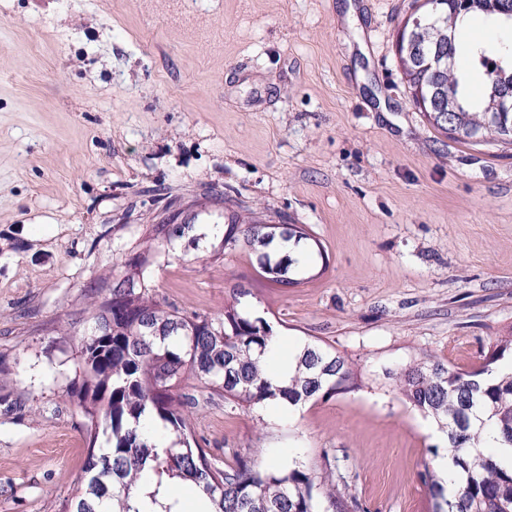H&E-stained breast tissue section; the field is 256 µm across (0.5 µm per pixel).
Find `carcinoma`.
Here are the masks:
<instances>
[{
    "instance_id": "cac0c4a2",
    "label": "carcinoma",
    "mask_w": 512,
    "mask_h": 512,
    "mask_svg": "<svg viewBox=\"0 0 512 512\" xmlns=\"http://www.w3.org/2000/svg\"><path fill=\"white\" fill-rule=\"evenodd\" d=\"M421 7L425 19L416 26L405 21L398 34L399 66L413 103L434 129L466 144L511 146L512 112L491 118L503 86L489 72L497 69L512 83V41L483 45L467 34L476 18L512 31V0H444L431 18L426 4ZM422 53L436 57L439 67H422ZM461 54L482 71L479 98L469 91V71L456 65ZM309 239L302 225L245 224L236 213L224 225V248L250 247L261 272L283 288L303 281ZM150 264L147 253L128 262L126 287L97 294L96 329L78 338L81 368L68 395L86 419L88 448L80 487L63 512H183L170 494L175 483L198 487L208 503L204 512H366L356 497L344 498L348 480L338 470L317 474L297 463L263 467L239 456L219 467L185 413L199 400L181 392L193 377L209 399L224 397L248 408L276 399L298 406L356 387L352 365L308 342L294 375L275 385L259 365L274 349L272 326L236 308L247 291L236 289L222 316L187 315L156 299L146 274ZM509 358L512 336L497 340L469 370L423 357L396 374L400 394L444 431L450 467L465 476L461 492L450 499L433 469L418 473L431 512H512V464L495 451L474 453L487 425L501 447L512 449V371L500 369ZM138 483L145 488L144 508L131 501Z\"/></svg>"
}]
</instances>
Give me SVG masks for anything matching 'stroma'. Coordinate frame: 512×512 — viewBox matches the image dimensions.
Here are the masks:
<instances>
[{
  "mask_svg": "<svg viewBox=\"0 0 512 512\" xmlns=\"http://www.w3.org/2000/svg\"><path fill=\"white\" fill-rule=\"evenodd\" d=\"M414 0H0V512H61L84 418L67 388L105 277L151 251L157 298L264 317L352 361L291 414L200 405L217 463L346 470L368 512H428L447 445L392 374L479 365L512 333V147L432 128L395 55ZM195 213L183 237L156 227ZM303 224L304 282L223 246L224 217ZM246 288L233 301L236 287Z\"/></svg>",
  "mask_w": 512,
  "mask_h": 512,
  "instance_id": "stroma-1",
  "label": "stroma"
}]
</instances>
